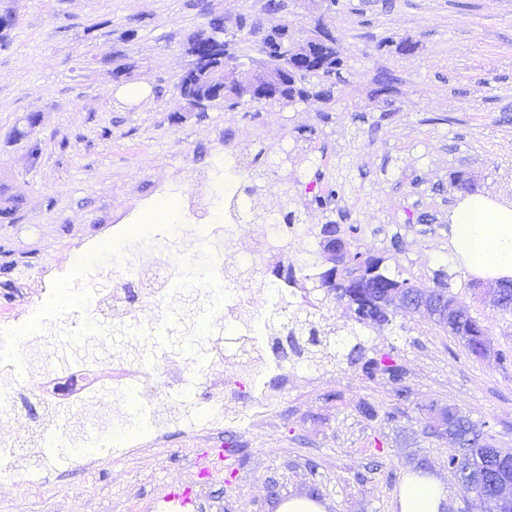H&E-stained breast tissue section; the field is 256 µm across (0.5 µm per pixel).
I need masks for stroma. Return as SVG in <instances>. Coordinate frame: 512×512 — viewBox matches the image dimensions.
Listing matches in <instances>:
<instances>
[{
    "mask_svg": "<svg viewBox=\"0 0 512 512\" xmlns=\"http://www.w3.org/2000/svg\"><path fill=\"white\" fill-rule=\"evenodd\" d=\"M265 0H0L11 25L0 49V185L19 201L0 221V312L23 314L41 288L43 263L68 243L101 238L104 217L138 212L154 185H187L208 168L221 145L264 143L268 170L258 212L280 210L315 172L347 168L338 204L342 221L359 225L352 249L385 257L423 288L436 271L461 274L452 292L480 318L490 351L503 364L468 354L450 332L417 313L391 325L360 328L367 357L392 354L404 370L406 399L385 375L361 365L312 362L256 371L243 343L224 332L221 316L187 331L182 319L202 305L195 288L167 299L172 325L156 336L151 303L136 306L142 329L112 321L110 345L70 347L67 323L41 337L48 368L89 355L105 372L145 359L185 366L191 382L211 391L224 413L220 444L194 442L177 423L165 440L116 466L103 455L93 467L68 462L69 476L47 471L42 488L0 483V512H123L142 492L180 491L198 465L223 461L210 487L223 512H279L292 497L318 501L325 512H395L406 475L426 469L449 490L446 512H482L448 470L453 444L434 433L433 410L454 406L487 439L512 453V310L484 298L489 282L448 261V212L455 179L470 192L512 201V0H286L271 14ZM211 11L245 14L263 30L285 24L305 35L316 19L336 35L345 69L331 99L293 107L253 103L233 111L217 103L186 111L175 88L189 62L186 48ZM390 44L383 52L381 39ZM416 42L413 54L400 50ZM393 78L390 101L374 95ZM142 88L129 100L124 91ZM43 121L29 140L13 137L26 113ZM41 154L31 160L29 141ZM205 364H193L195 350ZM268 406L254 419L248 380ZM370 404L375 417L361 414Z\"/></svg>",
    "mask_w": 512,
    "mask_h": 512,
    "instance_id": "stroma-1",
    "label": "stroma"
}]
</instances>
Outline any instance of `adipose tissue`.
Returning a JSON list of instances; mask_svg holds the SVG:
<instances>
[{"mask_svg":"<svg viewBox=\"0 0 512 512\" xmlns=\"http://www.w3.org/2000/svg\"><path fill=\"white\" fill-rule=\"evenodd\" d=\"M455 260L481 278L512 277V204L467 194L448 213ZM448 491L437 478L412 476L400 487L398 512H445Z\"/></svg>","mask_w":512,"mask_h":512,"instance_id":"adipose-tissue-1","label":"adipose tissue"}]
</instances>
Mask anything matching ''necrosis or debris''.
<instances>
[{
	"mask_svg": "<svg viewBox=\"0 0 512 512\" xmlns=\"http://www.w3.org/2000/svg\"><path fill=\"white\" fill-rule=\"evenodd\" d=\"M247 174V165L241 152L233 147L216 154L209 170L200 172L193 188L178 189L157 186L146 204L147 209L160 210L162 204H171L173 214L184 225L180 237L167 236L164 227H152L148 238L167 239L169 249L185 254L186 239H193L208 255L205 266L197 268L195 276L209 299L211 312L223 315L224 327L253 344H261L258 318L261 312L287 314L294 296L285 274L275 273L269 258L286 247L295 236V227L283 223L279 213L267 214L264 223L256 224L248 218V206L239 193L241 181ZM140 218L131 213L121 214L113 224V233L100 242L76 248L73 260L67 264L44 267L42 277L49 281L40 300L28 306V320L19 323L16 316L0 312V414L21 421L23 432L8 445L9 453L23 457L25 466L5 464L0 467V482H21L28 487L43 484V472L52 457L46 448L52 447L51 432L40 416L22 413L20 404L35 398L45 411L58 414L61 410L77 409L74 434L68 435L58 460H69L79 455L88 462H96L100 451L86 447L87 431L93 430L112 439L113 455L127 458L139 451L157 446L163 439L158 425L137 426L123 413L103 411V398L118 404L127 403L128 383L124 378L112 381L111 388L102 384L103 369L96 358H84L74 365L58 369L45 368L41 362V347L37 333L46 324L44 308L54 305L61 317L79 314L83 322L81 343L92 342L103 346L105 331L101 317L105 314L134 318L136 304L143 285L153 287L154 305H161L165 290L179 287L186 279L185 270L166 261H156L144 267L139 260L140 243L130 240L132 228ZM243 244V258L248 278L259 280L261 287L270 289L271 296L264 305H257L252 295L238 286V281L226 272L227 250L231 245ZM123 248L127 257L117 271L114 287L95 288L83 297L67 299L62 284L73 274H88L97 269L102 255L112 249ZM199 394L180 401L178 422L193 439L208 440L224 423V414L216 408L200 409Z\"/></svg>",
	"mask_w": 512,
	"mask_h": 512,
	"instance_id": "4bbe7bcc",
	"label": "necrosis or debris"
}]
</instances>
